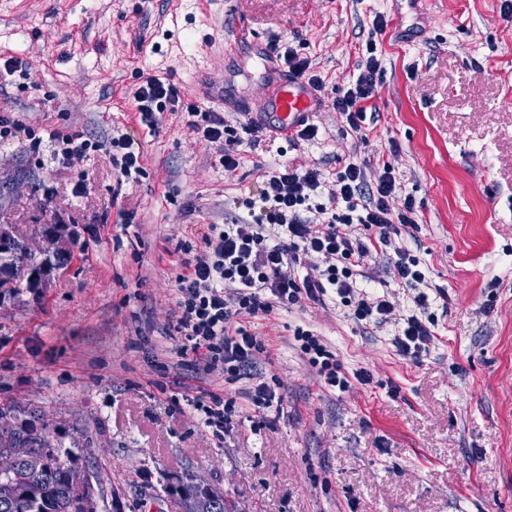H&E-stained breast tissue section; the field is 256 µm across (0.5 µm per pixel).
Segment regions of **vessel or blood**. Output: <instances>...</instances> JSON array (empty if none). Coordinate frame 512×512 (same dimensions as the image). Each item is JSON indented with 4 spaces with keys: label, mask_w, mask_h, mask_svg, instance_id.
<instances>
[{
    "label": "vessel or blood",
    "mask_w": 512,
    "mask_h": 512,
    "mask_svg": "<svg viewBox=\"0 0 512 512\" xmlns=\"http://www.w3.org/2000/svg\"><path fill=\"white\" fill-rule=\"evenodd\" d=\"M245 42L251 43L254 59L266 75L264 96L257 101L233 97L226 87L218 85L205 71L200 72L196 83L198 96L252 120L273 117L274 132L288 139L296 137L316 112L320 101L318 93L304 80L284 74L282 65L274 59L268 45L259 39L250 38L245 30H238L224 51L232 53L237 44Z\"/></svg>",
    "instance_id": "obj_1"
}]
</instances>
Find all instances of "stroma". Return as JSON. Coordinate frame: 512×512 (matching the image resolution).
Here are the masks:
<instances>
[{"mask_svg":"<svg viewBox=\"0 0 512 512\" xmlns=\"http://www.w3.org/2000/svg\"><path fill=\"white\" fill-rule=\"evenodd\" d=\"M427 34L399 42L406 0H0V72L11 119L104 141L129 133L143 171L125 177L105 154L62 164L50 143L32 158L25 134L0 142V223L28 237L43 225L71 234L69 266L46 288L0 301V407L34 413L98 492L97 512H179L172 490L203 483L229 512H512V12L505 0H429ZM388 28L375 32L377 18ZM290 46L325 84L310 141L267 138L236 169L213 144L165 112L138 123L132 93L146 72L171 74L185 101L199 65L232 93L261 98L266 78L240 44L208 40L236 29ZM381 70L364 133L332 106L356 80L368 41ZM373 157L391 167L394 208L412 199L416 222L372 260L359 289L394 304L386 320H357L331 295L241 317L265 343L256 369L284 398L261 419L249 381L197 380L172 334L183 251L198 254L211 224L246 220L242 202L282 163L321 170L326 185ZM425 281L395 275L397 248ZM429 297L435 336L417 359L394 339ZM319 336L346 373L371 380L324 386L293 340ZM222 390L237 415L216 439L185 398Z\"/></svg>","mask_w":512,"mask_h":512,"instance_id":"35a3bbf8","label":"stroma"}]
</instances>
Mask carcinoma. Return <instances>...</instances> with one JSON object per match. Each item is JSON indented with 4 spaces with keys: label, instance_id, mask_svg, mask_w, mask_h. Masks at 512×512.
I'll use <instances>...</instances> for the list:
<instances>
[{
    "label": "carcinoma",
    "instance_id": "carcinoma-1",
    "mask_svg": "<svg viewBox=\"0 0 512 512\" xmlns=\"http://www.w3.org/2000/svg\"><path fill=\"white\" fill-rule=\"evenodd\" d=\"M37 287L30 272L13 267L0 255V298L16 297ZM45 428L31 419L18 421L12 408H0V512H75L87 475L62 459L46 443ZM38 454L47 469L29 471L22 451Z\"/></svg>",
    "mask_w": 512,
    "mask_h": 512
}]
</instances>
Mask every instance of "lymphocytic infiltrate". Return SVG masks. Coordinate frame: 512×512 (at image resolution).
<instances>
[{
    "instance_id": "obj_1",
    "label": "lymphocytic infiltrate",
    "mask_w": 512,
    "mask_h": 512,
    "mask_svg": "<svg viewBox=\"0 0 512 512\" xmlns=\"http://www.w3.org/2000/svg\"><path fill=\"white\" fill-rule=\"evenodd\" d=\"M366 51L364 70L354 83L337 89L332 99L334 110L356 131L366 119L381 67L375 42H368ZM132 98L141 124L151 130L158 126L159 113L184 111L188 128L217 145L219 162L228 170L238 166L243 147L258 145L265 134L259 123L238 129L227 125L221 113L183 104L180 87L168 77L145 76ZM20 131L35 154L47 140L53 143L56 158L65 163L101 151L122 175L142 169V154L126 133L94 141L80 133L63 135L43 126L25 127L0 115L1 140ZM365 170V164L348 163L324 203L315 200L322 186L319 169L285 163L265 172L256 195L244 201L250 222L231 224L224 230L209 225L202 236V253L187 260L188 272L178 278L175 332L186 341L199 371L208 374L220 369L232 381H251L250 401L257 410L282 404L283 398L254 374L255 355L263 351L264 343L239 325L241 316H266L275 305H293L305 299L319 302L330 289L342 303L353 306L358 320H370L392 310L384 297L359 291L357 269L373 252L390 245L397 225L414 223L415 210L409 201L401 209L393 208L396 179L392 171H384L371 185ZM311 212L324 215V223H310L307 215ZM266 224L284 227L285 240L267 245L260 232ZM354 224L366 227L367 238L350 236L348 228ZM306 257L321 259L324 267L318 275H296V266ZM294 339L326 385L343 388L352 378L369 381V374L362 370L346 376L335 353L310 331L296 328ZM192 406L213 436L223 438L235 414L234 400L207 390L193 398Z\"/></svg>"
}]
</instances>
